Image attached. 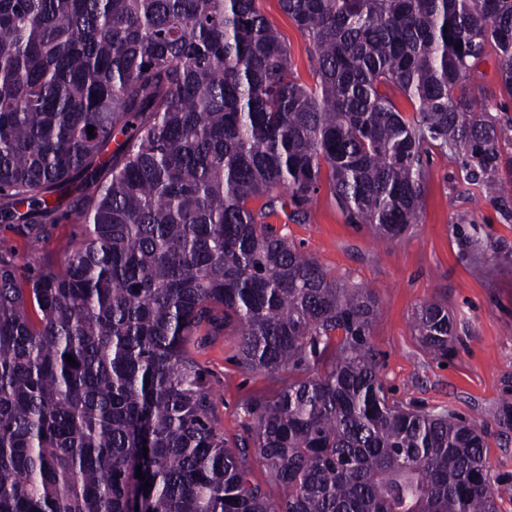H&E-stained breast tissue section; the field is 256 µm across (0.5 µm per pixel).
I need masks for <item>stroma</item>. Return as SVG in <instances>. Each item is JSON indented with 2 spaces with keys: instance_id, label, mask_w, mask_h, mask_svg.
<instances>
[{
  "instance_id": "1",
  "label": "stroma",
  "mask_w": 512,
  "mask_h": 512,
  "mask_svg": "<svg viewBox=\"0 0 512 512\" xmlns=\"http://www.w3.org/2000/svg\"><path fill=\"white\" fill-rule=\"evenodd\" d=\"M260 7L287 46L300 82L313 84L308 39L279 8ZM475 103L494 102L499 123L512 121V100L500 97L494 55L464 77ZM417 224L402 239L376 241L366 224L351 223L328 186H321L304 221L290 219V206L267 216L283 235L336 277L372 289L380 314L372 343L391 396L429 411L449 408L477 421L487 433L486 466L502 512H512V433L503 434L498 411L512 403V195L493 203L468 184L449 155L430 150ZM475 237L496 246L499 258H476L465 241ZM446 302L454 317V341L447 357L428 352L412 327L423 303ZM191 351L215 391L214 415L227 439L243 432L246 403L272 397L280 383L264 372L242 370L223 333L205 337Z\"/></svg>"
}]
</instances>
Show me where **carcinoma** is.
<instances>
[{
	"mask_svg": "<svg viewBox=\"0 0 512 512\" xmlns=\"http://www.w3.org/2000/svg\"><path fill=\"white\" fill-rule=\"evenodd\" d=\"M279 4L312 85L258 0H0V222L38 242L79 221L59 269L0 247V512H501L486 432L389 396L374 292L263 218L284 188L305 220L326 167L348 219L398 239L430 148L512 189V126L462 85L491 50L512 99V0ZM217 328L283 380L232 446L188 350ZM414 331L448 356L446 304ZM259 4L288 47L294 75L301 83L313 84L314 70L308 39L299 31L295 23L280 10L278 0H260Z\"/></svg>",
	"mask_w": 512,
	"mask_h": 512,
	"instance_id": "1",
	"label": "carcinoma"
}]
</instances>
